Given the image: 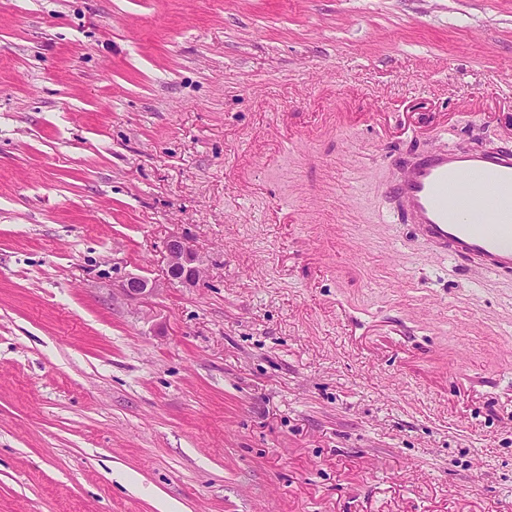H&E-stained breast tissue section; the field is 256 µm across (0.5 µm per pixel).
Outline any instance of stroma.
<instances>
[{
	"instance_id": "obj_1",
	"label": "stroma",
	"mask_w": 512,
	"mask_h": 512,
	"mask_svg": "<svg viewBox=\"0 0 512 512\" xmlns=\"http://www.w3.org/2000/svg\"><path fill=\"white\" fill-rule=\"evenodd\" d=\"M448 146L512 0H0V512H512V275L385 196ZM168 284L194 286L203 276L204 269L197 252L182 238L173 237L166 243ZM158 289L159 285L156 281H150L147 277L138 274L129 275L121 285L123 294L133 300L148 298Z\"/></svg>"
}]
</instances>
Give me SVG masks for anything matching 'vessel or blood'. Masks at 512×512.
Instances as JSON below:
<instances>
[{
    "label": "vessel or blood",
    "instance_id": "b4317fda",
    "mask_svg": "<svg viewBox=\"0 0 512 512\" xmlns=\"http://www.w3.org/2000/svg\"><path fill=\"white\" fill-rule=\"evenodd\" d=\"M395 162L388 194L426 240L485 272L512 271V150L441 148Z\"/></svg>",
    "mask_w": 512,
    "mask_h": 512
}]
</instances>
